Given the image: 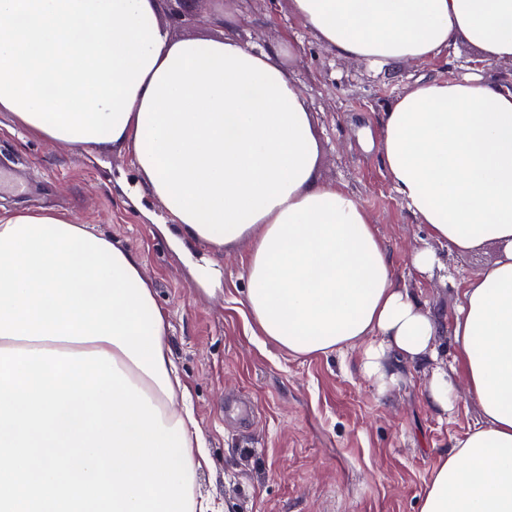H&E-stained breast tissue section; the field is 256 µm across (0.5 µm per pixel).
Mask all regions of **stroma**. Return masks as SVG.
<instances>
[{
  "mask_svg": "<svg viewBox=\"0 0 512 512\" xmlns=\"http://www.w3.org/2000/svg\"><path fill=\"white\" fill-rule=\"evenodd\" d=\"M235 23H215L217 13ZM208 23H187V16ZM159 20L171 38L237 36L280 62L308 97L321 145L317 177L358 196L397 280L450 323L465 281L497 257L495 245L449 253L428 234L393 189L372 139L381 112L418 78L451 79L474 70L466 43L431 62L376 67L324 50L290 0H164ZM0 166L30 185L0 196L2 209H52L97 225L131 249L168 314L169 344L207 437L197 489L222 512H420L437 459L473 426L478 412L465 382L456 411L442 418L428 403V367L402 363V382L381 395L355 367V353L294 356L259 336L242 300L250 250L227 252L186 242L174 247L160 230L170 217L146 194L131 147L72 148L30 134L0 112ZM429 248L444 267L423 275L411 256Z\"/></svg>",
  "mask_w": 512,
  "mask_h": 512,
  "instance_id": "obj_1",
  "label": "stroma"
}]
</instances>
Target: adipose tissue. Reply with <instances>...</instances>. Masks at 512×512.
<instances>
[{
	"mask_svg": "<svg viewBox=\"0 0 512 512\" xmlns=\"http://www.w3.org/2000/svg\"><path fill=\"white\" fill-rule=\"evenodd\" d=\"M339 58L425 63L457 42L512 61V0H291ZM159 0H0V112L38 137L129 145L145 191L184 239L246 240L244 305L296 356L353 351L379 391L398 361L430 366L425 395L455 411L441 324L396 279L359 198L316 177L307 98L272 50L170 38ZM380 156L430 236L497 259L463 288L455 360L478 419L436 462L420 512H512V82L422 78L380 118ZM168 317L134 252L59 212H0V348L104 351L182 424L194 469L202 429L168 344Z\"/></svg>",
	"mask_w": 512,
	"mask_h": 512,
	"instance_id": "ef3b65f1",
	"label": "adipose tissue"
}]
</instances>
